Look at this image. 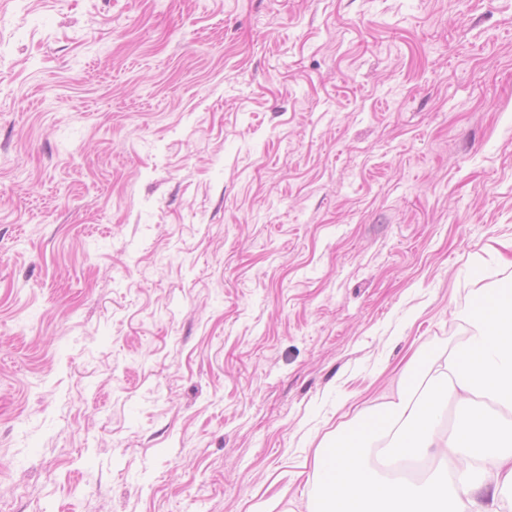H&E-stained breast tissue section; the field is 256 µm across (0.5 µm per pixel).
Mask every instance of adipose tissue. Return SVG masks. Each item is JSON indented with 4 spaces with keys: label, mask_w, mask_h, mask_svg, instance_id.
I'll use <instances>...</instances> for the list:
<instances>
[{
    "label": "adipose tissue",
    "mask_w": 512,
    "mask_h": 512,
    "mask_svg": "<svg viewBox=\"0 0 512 512\" xmlns=\"http://www.w3.org/2000/svg\"><path fill=\"white\" fill-rule=\"evenodd\" d=\"M463 322L465 343L429 366L425 386L397 389L383 421L315 457L322 512H502L512 491V289L483 293Z\"/></svg>",
    "instance_id": "adipose-tissue-1"
}]
</instances>
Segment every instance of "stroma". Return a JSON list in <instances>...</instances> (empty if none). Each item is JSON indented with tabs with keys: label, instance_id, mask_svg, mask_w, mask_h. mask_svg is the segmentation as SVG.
Returning a JSON list of instances; mask_svg holds the SVG:
<instances>
[{
	"label": "stroma",
	"instance_id": "1",
	"mask_svg": "<svg viewBox=\"0 0 512 512\" xmlns=\"http://www.w3.org/2000/svg\"><path fill=\"white\" fill-rule=\"evenodd\" d=\"M509 281L512 0H0V512H316Z\"/></svg>",
	"mask_w": 512,
	"mask_h": 512
}]
</instances>
